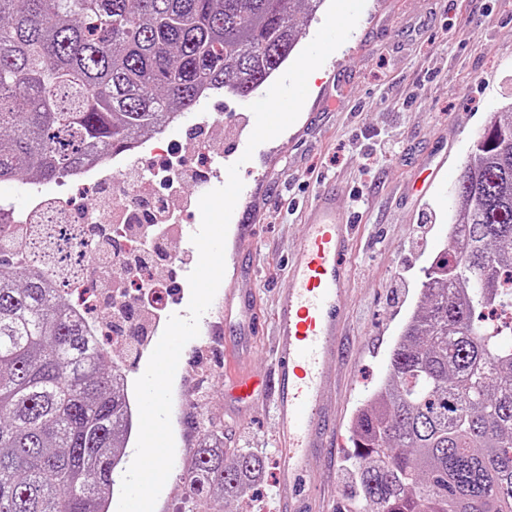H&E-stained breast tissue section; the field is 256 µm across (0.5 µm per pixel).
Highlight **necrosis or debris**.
I'll return each instance as SVG.
<instances>
[{"label": "necrosis or debris", "instance_id": "1", "mask_svg": "<svg viewBox=\"0 0 512 512\" xmlns=\"http://www.w3.org/2000/svg\"><path fill=\"white\" fill-rule=\"evenodd\" d=\"M164 147L163 138L154 137L152 152L165 155ZM165 157L162 166L132 176L124 168L123 152L74 171L69 181L90 191L89 208L75 206L45 186L32 192L31 216L56 210L68 223L81 225L97 244L92 252H78L82 273L68 283L72 308L95 341L119 346L130 331L152 335L146 309L169 302L160 263L170 258L171 242L184 235L183 224L172 222L171 216L191 178L179 157ZM111 169L115 178H106Z\"/></svg>", "mask_w": 512, "mask_h": 512}]
</instances>
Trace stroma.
I'll return each instance as SVG.
<instances>
[{
  "mask_svg": "<svg viewBox=\"0 0 512 512\" xmlns=\"http://www.w3.org/2000/svg\"><path fill=\"white\" fill-rule=\"evenodd\" d=\"M308 90L298 119L247 161L248 99H212L189 114L224 115L213 152L240 161L245 186L231 217L247 230L236 240L243 256L238 285L255 294L265 327L203 350L197 341L186 344L173 384L174 472L155 512H172L183 496L178 473L190 461L195 416L223 427L227 447L266 456L250 495L257 512H281L292 495L279 480L270 399L235 404L218 381L229 345H240V367L271 371L274 299L288 285L287 258L320 186L332 188L354 216L344 327L352 349L330 368L335 385L325 406L336 420V460L316 459L309 507L338 512L346 503L352 417L386 379L424 271L448 248L455 188L474 142L494 115L512 108V0H366L348 39L310 74ZM426 216L432 222L419 242L418 220Z\"/></svg>",
  "mask_w": 512,
  "mask_h": 512,
  "instance_id": "35a3bbf8",
  "label": "stroma"
}]
</instances>
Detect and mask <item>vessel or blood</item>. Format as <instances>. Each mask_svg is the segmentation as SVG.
<instances>
[{"label": "vessel or blood", "mask_w": 512, "mask_h": 512, "mask_svg": "<svg viewBox=\"0 0 512 512\" xmlns=\"http://www.w3.org/2000/svg\"><path fill=\"white\" fill-rule=\"evenodd\" d=\"M354 240L350 214L334 191L317 189L287 261L288 286L276 298L271 373L238 370L227 349L224 395L239 404L270 396L278 421L280 475L296 492L286 512H305L316 488L313 462L333 447L336 422L325 407L332 388L328 370L339 357L347 321V255ZM224 322L238 320L243 335L259 327L253 295L227 287L219 307Z\"/></svg>", "instance_id": "obj_1"}]
</instances>
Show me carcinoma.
I'll use <instances>...</instances> for the list:
<instances>
[{
	"label": "carcinoma",
	"instance_id": "1",
	"mask_svg": "<svg viewBox=\"0 0 512 512\" xmlns=\"http://www.w3.org/2000/svg\"><path fill=\"white\" fill-rule=\"evenodd\" d=\"M325 0H0V180L67 179L97 155L194 110L201 88L247 97L285 64L299 14ZM512 115L467 160L451 247L421 282L386 380L354 420L359 512H512ZM76 224L0 245V512H109L129 427L121 388L67 311ZM176 512L248 496L263 456L198 430Z\"/></svg>",
	"mask_w": 512,
	"mask_h": 512
}]
</instances>
